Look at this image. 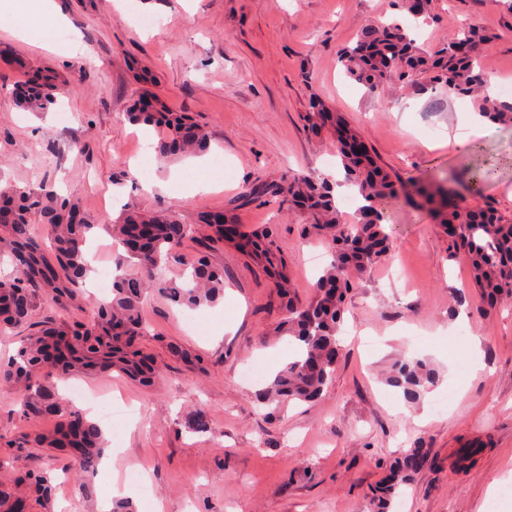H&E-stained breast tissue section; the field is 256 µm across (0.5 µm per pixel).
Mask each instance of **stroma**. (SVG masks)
<instances>
[{"instance_id": "35a3bbf8", "label": "stroma", "mask_w": 512, "mask_h": 512, "mask_svg": "<svg viewBox=\"0 0 512 512\" xmlns=\"http://www.w3.org/2000/svg\"><path fill=\"white\" fill-rule=\"evenodd\" d=\"M65 28L29 41L0 30V183L45 177L79 198L96 224L124 206L146 214H177L198 223L221 211L249 231L279 225L297 299L311 300L328 262L324 244L301 234L305 217L266 203L270 189L294 173L342 177L333 138L308 129L310 97L339 112L392 176L448 182L464 197L470 169L499 161L482 202L512 221V127H492L478 151L467 119V97L416 94L386 84L378 94L348 78L339 50L371 20L392 14V0H56ZM433 23L418 41L433 49L467 23L494 40L482 57L487 74L512 83V0H432ZM160 27L147 30L135 18ZM56 72L65 88L46 112L19 108L16 88L26 66ZM145 95L191 113L210 139L212 163L163 164L156 130L124 119ZM151 177L176 175L178 191L148 193L138 166ZM207 179L216 192L184 197L180 188ZM390 254L358 279L346 305L336 374L321 398L296 402L270 419L254 398L291 359L275 334L282 317L277 288L262 266L232 242L209 251L224 270V299L193 311L152 295L143 307L144 344L164 371L146 388L120 372L58 381L66 404L72 388L102 393L142 410L123 426L106 423L112 473H96L93 500H132L136 512H371L369 499L391 463L413 448L423 457L389 512H512V302L488 309L463 251L424 210L392 211ZM203 358L198 372L173 355ZM420 359L439 373L437 385L407 401L386 378L394 363ZM257 366L241 383L238 371ZM0 387V433L22 439L52 432L54 419L26 418ZM449 400L447 412L435 411ZM205 412L210 431L187 425ZM479 448L461 472L462 448ZM151 486L143 493L141 484Z\"/></svg>"}]
</instances>
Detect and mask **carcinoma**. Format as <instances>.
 <instances>
[{"label": "carcinoma", "instance_id": "cac0c4a2", "mask_svg": "<svg viewBox=\"0 0 512 512\" xmlns=\"http://www.w3.org/2000/svg\"><path fill=\"white\" fill-rule=\"evenodd\" d=\"M394 10L399 15L366 25L351 45L340 50V62L351 78L376 94L388 82L413 87L417 75L425 74L429 89L470 96L490 124L512 126V100L486 91L488 80L481 58L490 37L472 26L428 51L402 18L432 21L431 0H394ZM41 83L46 88L19 98L33 112L45 110L58 90L46 74ZM126 119L132 125L163 130L156 145L163 161L209 147L206 132L183 112L148 110L137 102L126 112ZM304 121L312 129L336 132L344 183L354 190L358 206L352 220H346L334 185L318 176H293L285 188L269 191L279 205H297L306 211L302 232L325 241L333 257L319 277L318 293L311 302L302 304L289 289H280L284 315L279 333L288 337L297 357L257 395L258 403L273 412L292 401L317 399L331 381L340 350L346 295L336 299L327 289L340 282L343 290L349 291L355 278L391 251L386 224L391 208L400 202L429 211L437 224L456 227L453 246L464 250L472 280L484 296H512V222L489 205L474 208L450 200L443 184L392 179L365 145H356V136L315 97ZM497 169L498 161L490 159L475 170L469 195H481ZM203 223L212 229L211 241L224 242V214H207ZM36 224L43 225L44 235L35 233ZM96 229L124 248L132 271L113 278L112 297L89 310L82 320L60 328L50 319L35 318V302L40 298L60 309H84V284L90 269L86 244ZM193 233L194 225L184 224L174 215L147 216L134 207L124 209L112 222L92 224L77 197L58 194L45 179L0 188V259H8L17 271L13 278H0V331L22 333L15 353L0 358V385L14 390L27 418H56L53 433L27 439L25 445L55 449L65 462L64 470L76 477L78 493L84 499L96 494L86 477L94 474L104 455L103 433L86 413L57 401L46 376L119 370L143 386L153 385L160 371L141 346L145 336L141 311L146 297L158 294L185 310L224 298V271L202 252H181L182 243ZM278 234V225L268 224L252 234L236 232L234 237L241 240L240 249L246 256L283 269L285 260L277 252ZM170 264L185 267L188 276L183 280L166 277L162 270ZM389 382L414 401L436 383V372L421 360H405L394 366ZM418 459L420 450L413 448L393 466L372 498L374 512H386L397 490L410 480ZM52 480L46 470L31 468L25 472L23 489L1 483L0 512H18L21 502L29 510L37 504L50 512Z\"/></svg>", "mask_w": 512, "mask_h": 512}]
</instances>
